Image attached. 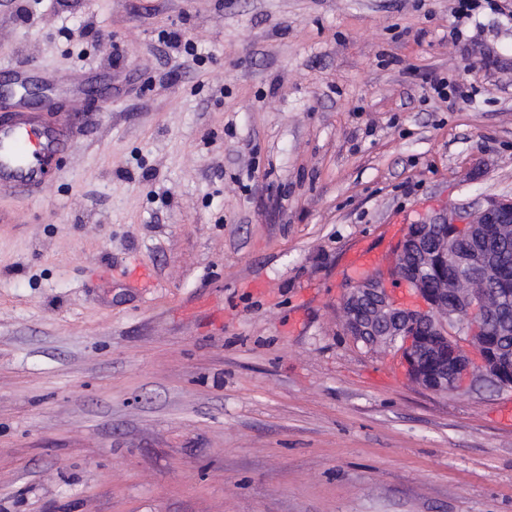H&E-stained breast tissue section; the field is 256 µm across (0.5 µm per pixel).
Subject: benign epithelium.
Returning <instances> with one entry per match:
<instances>
[{"mask_svg": "<svg viewBox=\"0 0 512 512\" xmlns=\"http://www.w3.org/2000/svg\"><path fill=\"white\" fill-rule=\"evenodd\" d=\"M486 224L496 225L498 238L511 239L512 198H488L409 225L389 257L387 275L374 272L349 285L342 303L345 334L366 348L394 351L411 380L426 390L512 392V356L473 321L512 302L506 288L488 292L499 268L482 245ZM450 244L469 246L454 261L471 273L445 275L432 288L419 270L441 268Z\"/></svg>", "mask_w": 512, "mask_h": 512, "instance_id": "benign-epithelium-1", "label": "benign epithelium"}]
</instances>
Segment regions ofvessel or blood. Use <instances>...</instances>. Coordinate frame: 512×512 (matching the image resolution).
I'll return each mask as SVG.
<instances>
[{
  "label": "vessel or blood",
  "instance_id": "b4317fda",
  "mask_svg": "<svg viewBox=\"0 0 512 512\" xmlns=\"http://www.w3.org/2000/svg\"><path fill=\"white\" fill-rule=\"evenodd\" d=\"M73 144L69 126L53 122L49 111L16 97L0 111V190L35 196Z\"/></svg>",
  "mask_w": 512,
  "mask_h": 512
}]
</instances>
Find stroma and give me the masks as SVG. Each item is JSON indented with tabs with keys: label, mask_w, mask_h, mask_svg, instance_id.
Returning <instances> with one entry per match:
<instances>
[{
	"label": "stroma",
	"mask_w": 512,
	"mask_h": 512,
	"mask_svg": "<svg viewBox=\"0 0 512 512\" xmlns=\"http://www.w3.org/2000/svg\"><path fill=\"white\" fill-rule=\"evenodd\" d=\"M455 8L0 0V66L98 75L0 192V512H512V394L341 324L357 251L512 198V0Z\"/></svg>",
	"instance_id": "stroma-1"
}]
</instances>
